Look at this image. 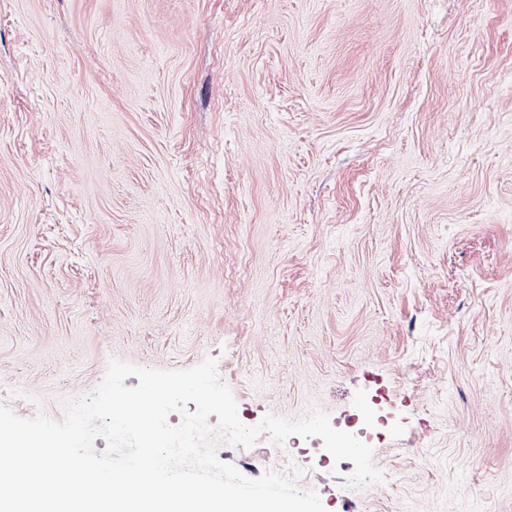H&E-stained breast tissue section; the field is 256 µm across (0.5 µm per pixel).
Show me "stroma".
I'll return each instance as SVG.
<instances>
[{
    "label": "stroma",
    "mask_w": 512,
    "mask_h": 512,
    "mask_svg": "<svg viewBox=\"0 0 512 512\" xmlns=\"http://www.w3.org/2000/svg\"><path fill=\"white\" fill-rule=\"evenodd\" d=\"M218 360L392 474L326 512H512V0H0V405Z\"/></svg>",
    "instance_id": "obj_1"
}]
</instances>
